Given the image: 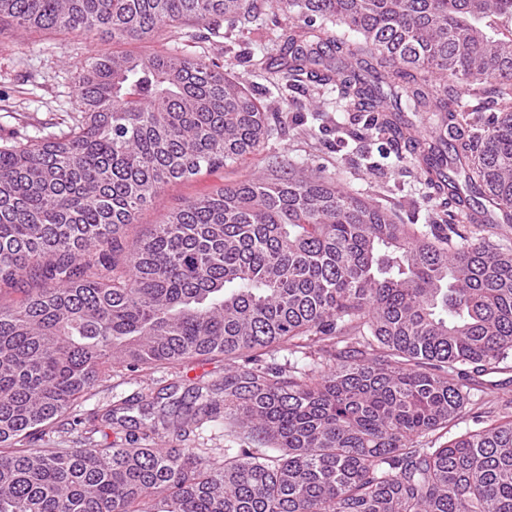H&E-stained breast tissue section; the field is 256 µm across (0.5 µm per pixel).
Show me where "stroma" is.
Instances as JSON below:
<instances>
[{
  "instance_id": "1",
  "label": "stroma",
  "mask_w": 512,
  "mask_h": 512,
  "mask_svg": "<svg viewBox=\"0 0 512 512\" xmlns=\"http://www.w3.org/2000/svg\"><path fill=\"white\" fill-rule=\"evenodd\" d=\"M203 28L193 21L159 29L132 45L136 51L179 48L202 53L223 62L237 79L270 111H279L281 122L264 148L241 164L205 171L192 179L168 184L128 226V240L149 234L153 225L184 201L267 172L273 161L282 160L296 172H324L345 189L372 203L400 213L406 223L427 221L431 204L428 191L408 159L387 150L380 136L364 137L352 115L336 105L335 85L303 82L295 88L274 89L270 68L281 60V30L267 22L244 31H233V51H226L224 38H203ZM112 49L105 35L93 37L73 31L27 33L13 29L0 32V143L13 136H43L59 130L75 107L76 88L72 67L86 56ZM242 360L215 358L197 361L175 370L148 366L132 373L113 369L110 379L95 385L80 401L77 412L94 428L98 444L125 447L113 434L103 414L112 405L124 403L126 415L136 424L149 422L160 409L174 402L190 401L194 387L222 378L241 368ZM170 388V397L148 402L144 389ZM463 425L471 414L492 418L512 417V368L484 376L466 408Z\"/></svg>"
}]
</instances>
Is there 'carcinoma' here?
Returning <instances> with one entry per match:
<instances>
[{
  "label": "carcinoma",
  "instance_id": "cac0c4a2",
  "mask_svg": "<svg viewBox=\"0 0 512 512\" xmlns=\"http://www.w3.org/2000/svg\"><path fill=\"white\" fill-rule=\"evenodd\" d=\"M264 0H0V32L263 24ZM273 84H336L413 146L438 201L406 224L281 164L126 229L168 184L258 154L271 117L219 60L94 53L57 132L0 144V512H512V417L457 429L512 361V0H273ZM337 27L331 33L328 27ZM479 98L462 102L456 85ZM440 156L464 184L434 165ZM485 200L481 210L471 198ZM324 360L267 363L282 350ZM248 366L196 387L128 448H38L118 365ZM224 409L220 463L184 442Z\"/></svg>",
  "mask_w": 512,
  "mask_h": 512
}]
</instances>
